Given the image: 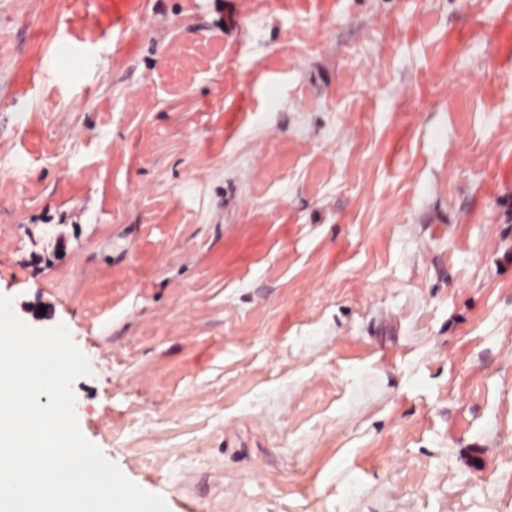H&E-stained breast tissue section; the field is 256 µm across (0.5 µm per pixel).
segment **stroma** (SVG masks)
Instances as JSON below:
<instances>
[{
  "instance_id": "obj_1",
  "label": "stroma",
  "mask_w": 512,
  "mask_h": 512,
  "mask_svg": "<svg viewBox=\"0 0 512 512\" xmlns=\"http://www.w3.org/2000/svg\"><path fill=\"white\" fill-rule=\"evenodd\" d=\"M0 294L169 512H512V0H0Z\"/></svg>"
}]
</instances>
